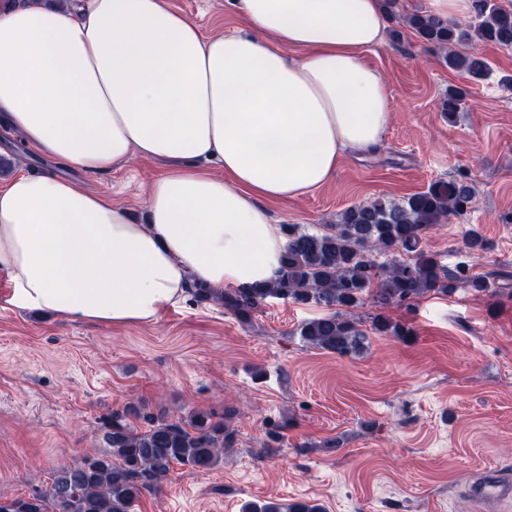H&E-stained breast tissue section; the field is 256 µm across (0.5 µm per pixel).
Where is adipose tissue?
<instances>
[{
	"mask_svg": "<svg viewBox=\"0 0 512 512\" xmlns=\"http://www.w3.org/2000/svg\"><path fill=\"white\" fill-rule=\"evenodd\" d=\"M244 34L203 38L167 0H0V121L47 160L107 172L164 158L148 220L50 172L0 188L11 303L66 321L156 320L190 284L275 279L268 200L329 183L346 150L384 137L390 99L362 54L380 0H229ZM215 163L223 177L197 166Z\"/></svg>",
	"mask_w": 512,
	"mask_h": 512,
	"instance_id": "ef3b65f1",
	"label": "adipose tissue"
}]
</instances>
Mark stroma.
<instances>
[{
  "mask_svg": "<svg viewBox=\"0 0 512 512\" xmlns=\"http://www.w3.org/2000/svg\"><path fill=\"white\" fill-rule=\"evenodd\" d=\"M204 37L244 30L227 0H169ZM428 0H398L384 42L365 62L387 79L389 123L378 149L345 154L335 178L299 200L267 205L272 224L315 229L350 206L399 201L439 179L468 174L473 208L432 226L426 249L448 268L498 272L496 296L461 287L391 310L411 341L368 334L362 351L338 356L296 333L323 306L271 299L252 327L215 302L192 298L152 322H66L13 306L0 274V499L46 488L57 467L101 452L104 421L135 403L183 418L229 413L235 441L209 472L175 467L136 512H242L249 503L312 502L324 512H486L468 494L487 468L512 474V48L474 46L490 65L483 80L448 68L441 54L402 26ZM468 94L454 118L440 102ZM0 123V185L51 171L111 195L145 220L151 182L170 164L130 156L90 174L19 149ZM478 228L483 256L464 245ZM282 425L281 439L267 433Z\"/></svg>",
  "mask_w": 512,
  "mask_h": 512,
  "instance_id": "35a3bbf8",
  "label": "stroma"
}]
</instances>
